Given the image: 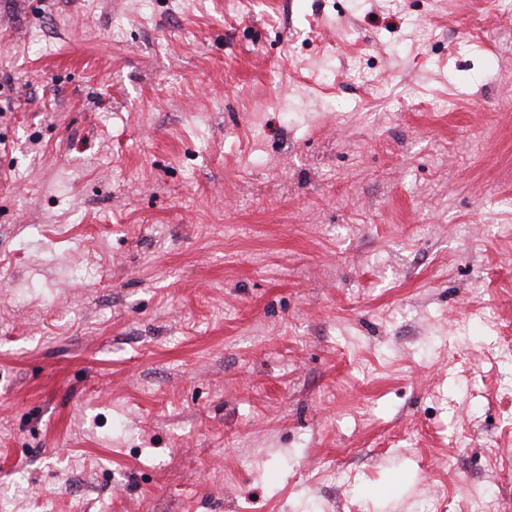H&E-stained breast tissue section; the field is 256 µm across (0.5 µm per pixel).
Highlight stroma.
I'll list each match as a JSON object with an SVG mask.
<instances>
[{
  "label": "stroma",
  "mask_w": 512,
  "mask_h": 512,
  "mask_svg": "<svg viewBox=\"0 0 512 512\" xmlns=\"http://www.w3.org/2000/svg\"><path fill=\"white\" fill-rule=\"evenodd\" d=\"M512 0H0V512H512Z\"/></svg>",
  "instance_id": "35a3bbf8"
}]
</instances>
